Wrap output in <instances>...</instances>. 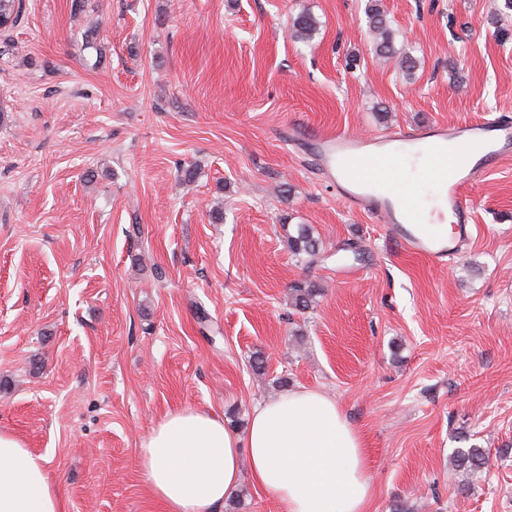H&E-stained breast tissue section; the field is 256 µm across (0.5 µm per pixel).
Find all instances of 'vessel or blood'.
I'll return each mask as SVG.
<instances>
[{
  "label": "vessel or blood",
  "instance_id": "obj_1",
  "mask_svg": "<svg viewBox=\"0 0 512 512\" xmlns=\"http://www.w3.org/2000/svg\"><path fill=\"white\" fill-rule=\"evenodd\" d=\"M308 141L347 207L367 209L406 250L438 264L456 254L459 242L471 233L465 190L481 180L490 164L512 158V122L433 124L380 137L323 131L310 134ZM412 157L425 158L430 176L441 178L438 199L456 218L453 234L432 227L431 213L397 175L395 160Z\"/></svg>",
  "mask_w": 512,
  "mask_h": 512
}]
</instances>
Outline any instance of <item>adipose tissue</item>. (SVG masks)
Instances as JSON below:
<instances>
[{
	"instance_id": "1",
	"label": "adipose tissue",
	"mask_w": 512,
	"mask_h": 512,
	"mask_svg": "<svg viewBox=\"0 0 512 512\" xmlns=\"http://www.w3.org/2000/svg\"><path fill=\"white\" fill-rule=\"evenodd\" d=\"M47 464L0 432V512H59ZM138 465L164 512H220L245 469L279 512H366L372 493L361 433L334 398L304 388L259 403L241 435L213 414L169 413Z\"/></svg>"
}]
</instances>
